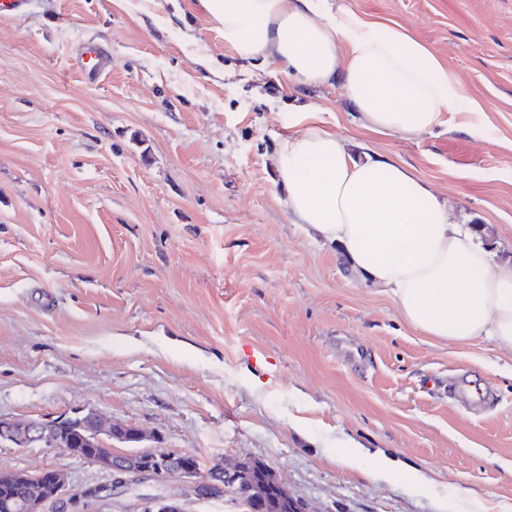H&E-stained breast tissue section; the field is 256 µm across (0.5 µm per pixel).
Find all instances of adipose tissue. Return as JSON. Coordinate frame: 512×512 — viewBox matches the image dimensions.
<instances>
[{"instance_id": "1", "label": "adipose tissue", "mask_w": 512, "mask_h": 512, "mask_svg": "<svg viewBox=\"0 0 512 512\" xmlns=\"http://www.w3.org/2000/svg\"><path fill=\"white\" fill-rule=\"evenodd\" d=\"M200 3L238 57L281 64L298 86L341 80L369 131L413 138L445 113L479 109L404 27L327 11L324 0ZM292 125L278 174L296 223L338 244L420 333L458 343L484 336L512 351V266L494 264L447 200L395 159L359 156L313 112L294 113Z\"/></svg>"}]
</instances>
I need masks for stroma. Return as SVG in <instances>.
Here are the masks:
<instances>
[{
  "label": "stroma",
  "instance_id": "stroma-1",
  "mask_svg": "<svg viewBox=\"0 0 512 512\" xmlns=\"http://www.w3.org/2000/svg\"><path fill=\"white\" fill-rule=\"evenodd\" d=\"M328 4L404 26L481 111L412 140L368 131L340 82L293 86L226 50L198 0L0 16V416L92 409L205 463L258 459L315 512H499L512 352L412 329L293 223L276 154L290 113H318L427 181L511 266L512 0ZM87 39L112 57L95 82L75 67ZM351 440L411 473L365 478L342 461ZM44 467L106 480L0 444V468Z\"/></svg>",
  "mask_w": 512,
  "mask_h": 512
}]
</instances>
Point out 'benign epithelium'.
Listing matches in <instances>:
<instances>
[{
  "instance_id": "benign-epithelium-1",
  "label": "benign epithelium",
  "mask_w": 512,
  "mask_h": 512,
  "mask_svg": "<svg viewBox=\"0 0 512 512\" xmlns=\"http://www.w3.org/2000/svg\"><path fill=\"white\" fill-rule=\"evenodd\" d=\"M73 416L83 418L89 430L85 437L87 451L80 459L104 472L108 480L81 491L70 484L67 473L59 468L1 470L0 512H88L85 508L88 501L128 493L146 480L157 482L161 491L143 500L141 512L156 509L187 512V502L213 499L209 487L216 476L223 479L219 497L224 499L229 512H245L249 502L260 494V487L251 481L242 460L220 458L203 467L193 453L172 448H148L122 454L111 450L104 452L101 447H112L114 440L140 443L147 436L136 428L111 422L94 410L75 411ZM60 423L61 420L52 418L0 417V443L8 442L21 448L39 443L65 449L69 441L55 432ZM172 479L181 481V494L167 492V483Z\"/></svg>"
}]
</instances>
